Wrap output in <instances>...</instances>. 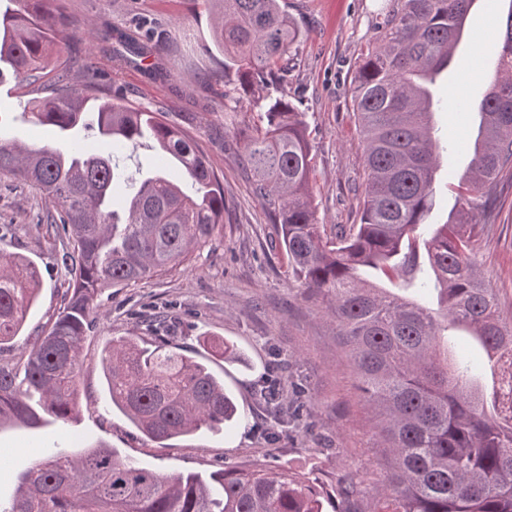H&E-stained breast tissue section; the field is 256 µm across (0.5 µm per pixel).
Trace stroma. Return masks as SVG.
Instances as JSON below:
<instances>
[{"label": "stroma", "mask_w": 512, "mask_h": 512, "mask_svg": "<svg viewBox=\"0 0 512 512\" xmlns=\"http://www.w3.org/2000/svg\"><path fill=\"white\" fill-rule=\"evenodd\" d=\"M301 36L291 50L288 74L278 95L300 112L307 126L315 169L313 206L326 226L359 221L357 199L365 182L362 138L354 124L352 83L365 51L379 32L385 0H281ZM66 14L90 23L93 32L68 38L72 79L82 64L98 67L99 82L127 103L164 113L210 161L224 185V227L210 247L190 264L120 288L105 289L97 327L87 336L79 378L80 411L68 425L46 420L38 427H0V499L9 500L19 475L40 455L69 452L97 441L121 457L165 474L224 467L290 470L309 474L336 496L340 487L362 481L365 495L384 475L382 443L375 435L376 413L363 401L354 367L341 343L336 322L321 298L288 272L277 248L278 228L254 194V176L243 160L241 130L258 124L260 94L235 88L223 98L220 55L211 53V19L202 0H61ZM512 0H475L463 40L436 92L463 91L471 109L441 111L434 120L445 142L476 135L473 108L488 86L480 60L497 56L501 44L487 35L491 18L506 17ZM147 21L160 59L169 73L154 83L135 67L112 63V44L104 31L130 29ZM0 99V138L38 148L91 147L95 130L80 128L63 137L50 126L23 117L20 99L27 86ZM53 206L33 186L0 174V251L18 253L39 267L41 291L10 357L27 351L62 305L74 262L65 235L47 230ZM478 275L495 289L504 322H512V170L497 183L492 222L477 237ZM166 321L170 350L207 358L212 371L237 398L242 420L218 432L203 431L167 441L145 437L112 410L103 386L101 351L110 337L136 333L148 343V322ZM233 345L239 360L214 355L217 343ZM305 387L311 412L300 425L277 424L256 405L262 381Z\"/></svg>", "instance_id": "obj_1"}]
</instances>
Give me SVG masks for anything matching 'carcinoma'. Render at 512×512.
<instances>
[{"label": "carcinoma", "mask_w": 512, "mask_h": 512, "mask_svg": "<svg viewBox=\"0 0 512 512\" xmlns=\"http://www.w3.org/2000/svg\"><path fill=\"white\" fill-rule=\"evenodd\" d=\"M213 48L224 56V84H276L299 38L279 0H205ZM474 0H388L378 42L353 79L354 122L364 141L368 181L358 224L318 222L310 180L314 157L301 113L280 98L243 139L254 192L272 223L288 272L328 303L353 361L364 400L380 421L385 479L369 512H512V327L477 274L476 228L488 223L496 181L512 168V9L498 25L502 51L488 64L472 143L446 148L436 137L432 91L450 65ZM75 25L58 0H0V60L37 85L24 104L30 119L62 135L78 126L98 91L93 62L80 87L42 81L55 35ZM114 64L139 65L156 53L148 33L113 36ZM98 136L112 152L31 148L0 138V173L28 182L54 205L50 227L76 253L63 308L16 360L0 358V423L63 424L77 401L85 336L95 327L103 289L189 265L224 223V187L209 160L161 113L115 98L97 106ZM150 137L181 166L184 192L165 170L126 175L121 152ZM472 153L454 178L456 204L430 222L436 177L457 151ZM37 264L0 251V348L21 332L36 301ZM436 294L424 306L408 293ZM472 337L497 375L448 358V331ZM102 368L112 408L155 441L194 435L240 413L207 366L139 336L109 338ZM283 410L274 384L259 387L266 412L295 422L309 399L300 387ZM327 494L303 473L226 467L204 477L142 467L102 443L77 454L44 455L19 478L0 512H329Z\"/></svg>", "instance_id": "obj_1"}]
</instances>
